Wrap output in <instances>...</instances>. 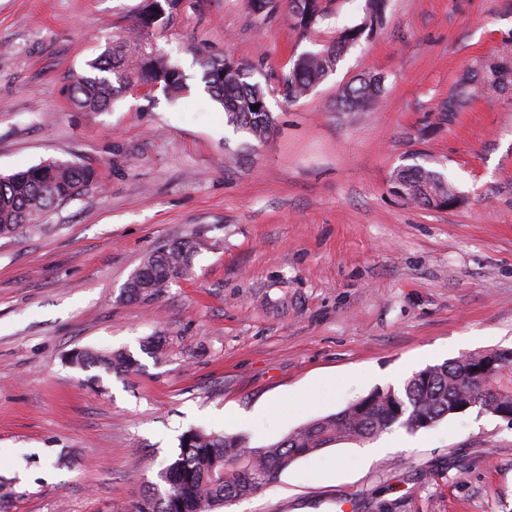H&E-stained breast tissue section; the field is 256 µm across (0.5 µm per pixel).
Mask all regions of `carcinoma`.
<instances>
[{
  "instance_id": "obj_1",
  "label": "carcinoma",
  "mask_w": 512,
  "mask_h": 512,
  "mask_svg": "<svg viewBox=\"0 0 512 512\" xmlns=\"http://www.w3.org/2000/svg\"><path fill=\"white\" fill-rule=\"evenodd\" d=\"M300 7H295L293 2ZM181 0H148L123 41L109 44L88 63V69L69 75L65 98L77 112H106L124 88L159 89L171 101L181 98L188 85L180 67L154 52L150 37L172 17ZM252 13L264 20L277 0H248ZM295 27L303 34L323 19L321 0H288ZM388 0H366L362 20L345 27L336 39L317 51L301 54L278 77L279 93L295 103L310 95L335 72L345 50L386 22ZM205 90L224 108L229 124L262 143L275 118L268 108V86L253 80L254 66L229 58L203 57ZM512 83V67L491 64L461 78L440 109L441 120H453L474 103L478 86ZM386 89L382 75H363L347 85L336 101L339 112L373 107ZM259 109L254 110L252 106ZM99 176L94 167L76 161L49 160L11 174L0 175V238L39 226L59 206L95 190ZM398 196L431 207L437 201L454 208L462 202L456 187L442 173L421 165L402 166L391 176ZM205 245L198 235L174 240L151 254L130 277L125 293L131 300L161 294L185 276L190 258ZM500 363L490 378L476 376L487 358ZM69 362L81 369L102 367L118 374L136 372L138 359L125 351L78 349ZM512 349L474 353L429 366L413 374L402 391L376 388L342 411L312 420L269 445L251 447L241 437L193 428L180 439L179 453L157 472L156 481L130 512H218L228 503L250 497L276 483L298 459L342 440L367 441L394 424L409 431L431 427L465 411L475 401L479 410L493 414L499 405L512 403Z\"/></svg>"
}]
</instances>
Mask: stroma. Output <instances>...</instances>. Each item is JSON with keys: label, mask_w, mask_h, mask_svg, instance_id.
Instances as JSON below:
<instances>
[{"label": "stroma", "mask_w": 512, "mask_h": 512, "mask_svg": "<svg viewBox=\"0 0 512 512\" xmlns=\"http://www.w3.org/2000/svg\"><path fill=\"white\" fill-rule=\"evenodd\" d=\"M145 0H0V174L59 159L100 189L40 230L0 239V512H129L181 435L203 427L250 446L401 388L426 367L512 349V85L482 87L452 122L437 109L471 71L512 60V0H390L297 103L275 93L298 55L359 23L365 0H323L300 36L280 0H182L152 40L190 94L123 90L75 112L68 75L125 35ZM256 64L275 124L256 150L203 92L201 54ZM365 72L387 92L335 108ZM419 163L455 184L449 210L391 190ZM200 234L189 277L128 299L156 249ZM163 336L155 359L140 345ZM127 350L142 368L71 366L77 349ZM318 385L324 401L301 403ZM372 459L342 441L222 512H512V423L470 409L384 432Z\"/></svg>", "instance_id": "1"}]
</instances>
